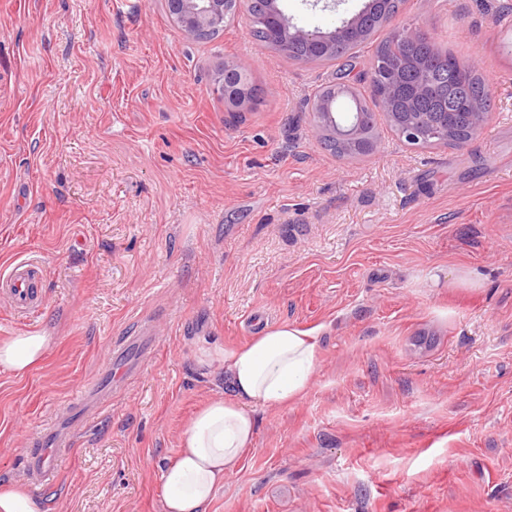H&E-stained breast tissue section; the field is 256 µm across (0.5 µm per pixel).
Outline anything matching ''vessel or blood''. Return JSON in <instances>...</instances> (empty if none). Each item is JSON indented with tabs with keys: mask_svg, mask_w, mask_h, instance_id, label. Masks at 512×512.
<instances>
[{
	"mask_svg": "<svg viewBox=\"0 0 512 512\" xmlns=\"http://www.w3.org/2000/svg\"><path fill=\"white\" fill-rule=\"evenodd\" d=\"M0 300L6 301L19 316L37 311L44 300L41 267L27 260L13 263L6 274L0 275ZM155 342V333L148 327L113 352L107 381L85 389L73 404L79 422H86L98 414L101 404L110 400L113 390L120 387L130 374L143 369L152 355ZM71 445L70 432L52 427L33 442L24 455V472L31 485L37 487L53 481L59 471L61 454Z\"/></svg>",
	"mask_w": 512,
	"mask_h": 512,
	"instance_id": "vessel-or-blood-1",
	"label": "vessel or blood"
}]
</instances>
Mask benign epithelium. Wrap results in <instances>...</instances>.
<instances>
[{
    "label": "benign epithelium",
    "instance_id": "1",
    "mask_svg": "<svg viewBox=\"0 0 512 512\" xmlns=\"http://www.w3.org/2000/svg\"><path fill=\"white\" fill-rule=\"evenodd\" d=\"M241 0H166L172 21L190 39L199 38L200 34L224 28V24L234 18L239 10ZM381 0H369L358 13L344 21L340 26L329 32L318 29H305L292 26L276 5V0H265L262 18L273 23L274 33L264 41L268 47H280L277 31H282L288 44L298 45L309 57H329L336 54L340 47L358 42L368 34L365 19L372 17L379 10ZM233 76L238 93L225 99L224 104L232 112H247L251 109V76L248 69L236 60H227L222 68L221 79L216 91L224 94L226 76ZM371 79L379 83L384 92L377 101L378 115L382 116L387 125L401 138L409 143H423L427 129L437 123L446 126L443 144L462 146L464 142L457 139L456 128L448 125L446 112H416L412 109V101L406 102L407 111L396 108L394 98L397 89V75L388 71L383 61L376 64L371 71ZM490 97L477 100L470 111L459 113V120L466 126L467 140L477 136L490 121L492 112L489 110ZM313 119L320 137L334 138L347 148H359L367 154L375 153L382 145L383 131L375 124H366L363 120H351L344 124L336 123L335 113L331 111V101L322 99L317 102Z\"/></svg>",
    "mask_w": 512,
    "mask_h": 512
}]
</instances>
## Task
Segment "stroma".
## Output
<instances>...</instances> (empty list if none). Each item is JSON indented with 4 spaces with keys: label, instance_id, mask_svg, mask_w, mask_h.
Instances as JSON below:
<instances>
[{
    "label": "stroma",
    "instance_id": "35a3bbf8",
    "mask_svg": "<svg viewBox=\"0 0 512 512\" xmlns=\"http://www.w3.org/2000/svg\"><path fill=\"white\" fill-rule=\"evenodd\" d=\"M367 0H279L333 30ZM494 92L460 148L339 157L312 106L370 91L382 33L335 61L265 47L239 10L187 38L164 0H0V270L34 258L44 303L0 339L56 338L28 376L0 371V483L101 379L114 345L157 348L76 436L44 512H161V468L223 392L200 348L262 327L314 330L307 394L256 411L254 444L208 512H512V0H402ZM244 63L260 102L215 92ZM232 75L238 87V93L226 98L224 104L231 112H247L251 109L253 97L251 94V76L248 69L236 60L224 61L221 79L218 82L216 91L224 96L225 78Z\"/></svg>",
    "mask_w": 512,
    "mask_h": 512
}]
</instances>
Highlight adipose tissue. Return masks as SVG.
Here are the masks:
<instances>
[{
    "mask_svg": "<svg viewBox=\"0 0 512 512\" xmlns=\"http://www.w3.org/2000/svg\"><path fill=\"white\" fill-rule=\"evenodd\" d=\"M56 338L48 331L0 340V370L22 377L43 362ZM224 364L228 397L205 404L161 468L162 512H208L224 478L239 468L256 433L254 411L283 408L309 389L318 361L312 331L273 325L243 345L203 349L201 366Z\"/></svg>",
    "mask_w": 512,
    "mask_h": 512,
    "instance_id": "ef3b65f1",
    "label": "adipose tissue"
}]
</instances>
